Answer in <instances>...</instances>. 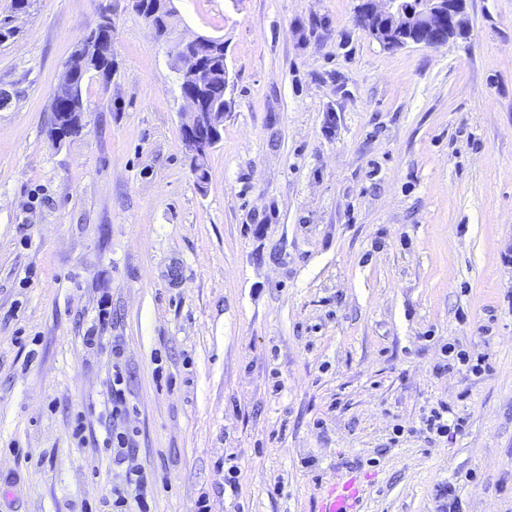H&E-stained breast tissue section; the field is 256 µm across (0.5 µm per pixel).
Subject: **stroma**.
I'll return each instance as SVG.
<instances>
[{
    "instance_id": "obj_1",
    "label": "stroma",
    "mask_w": 512,
    "mask_h": 512,
    "mask_svg": "<svg viewBox=\"0 0 512 512\" xmlns=\"http://www.w3.org/2000/svg\"><path fill=\"white\" fill-rule=\"evenodd\" d=\"M355 6L176 0L181 36L224 40L202 189L169 48L127 0L16 18L0 512H112V430L152 512H316L352 476L360 512H512V0H469V37L439 48H384ZM107 8L112 80L87 75L84 129L52 143L59 74ZM452 343L485 370H444ZM438 404L464 432L423 429ZM123 383L124 375L120 366L112 363V381H110L112 420L121 418L127 411L125 390L122 387Z\"/></svg>"
}]
</instances>
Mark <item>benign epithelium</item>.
<instances>
[{
    "instance_id": "7a95c632",
    "label": "benign epithelium",
    "mask_w": 512,
    "mask_h": 512,
    "mask_svg": "<svg viewBox=\"0 0 512 512\" xmlns=\"http://www.w3.org/2000/svg\"><path fill=\"white\" fill-rule=\"evenodd\" d=\"M133 10L150 5L149 17L164 14L174 7V0H130ZM467 0H357V26L387 49L411 45L433 47L466 37L471 31ZM170 46L175 73L188 88L183 94L190 104L182 124L183 143L195 176H200L211 150L220 142L224 119L211 111L203 94L206 78L217 69L219 53L216 40L197 35L190 40L174 36V28L161 37ZM100 48L92 42L76 48L62 71L55 96H66L64 77L88 69Z\"/></svg>"
}]
</instances>
